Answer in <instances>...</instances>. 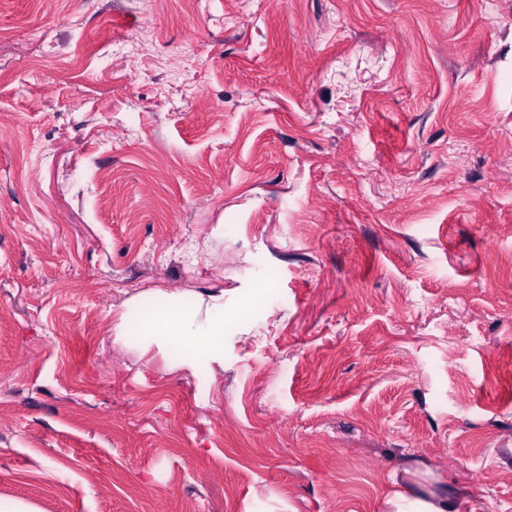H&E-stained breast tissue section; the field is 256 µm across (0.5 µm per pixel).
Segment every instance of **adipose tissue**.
Returning a JSON list of instances; mask_svg holds the SVG:
<instances>
[{
  "label": "adipose tissue",
  "instance_id": "adipose-tissue-1",
  "mask_svg": "<svg viewBox=\"0 0 512 512\" xmlns=\"http://www.w3.org/2000/svg\"><path fill=\"white\" fill-rule=\"evenodd\" d=\"M155 302V308L142 315L127 307L115 327L117 336H124L128 322L133 320L140 325L143 347H180L182 367L192 370L200 361L223 363V294L199 295L190 304L182 294L161 292Z\"/></svg>",
  "mask_w": 512,
  "mask_h": 512
}]
</instances>
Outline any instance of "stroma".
<instances>
[{
  "label": "stroma",
  "instance_id": "1",
  "mask_svg": "<svg viewBox=\"0 0 512 512\" xmlns=\"http://www.w3.org/2000/svg\"><path fill=\"white\" fill-rule=\"evenodd\" d=\"M157 290L223 364L117 339ZM402 485L512 512V0H0V499ZM189 305L181 293L159 291L156 307L151 312L135 315L130 304L115 327L116 336L125 339L128 322L134 318L140 325L145 350L153 344L158 348H181L180 367L196 371L198 361L207 365L224 362V295L195 296ZM204 311V318L201 317Z\"/></svg>",
  "mask_w": 512,
  "mask_h": 512
}]
</instances>
